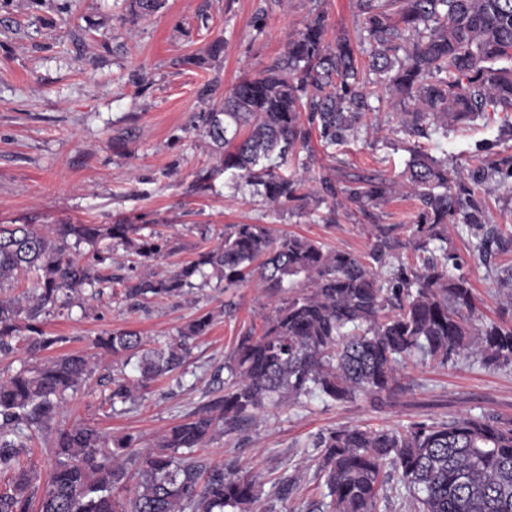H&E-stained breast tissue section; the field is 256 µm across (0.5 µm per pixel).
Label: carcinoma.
<instances>
[{"label": "carcinoma", "instance_id": "1", "mask_svg": "<svg viewBox=\"0 0 512 512\" xmlns=\"http://www.w3.org/2000/svg\"><path fill=\"white\" fill-rule=\"evenodd\" d=\"M360 40L343 32L326 41L327 16L317 13L288 43L277 61L244 76L224 106L200 116L219 167L254 187L274 206L300 210L338 195L361 214L400 190L419 203L409 244L415 264H394L403 246L398 224L373 225L366 256L332 250L294 234L277 235L264 224H226L221 241L164 274L137 268L173 252L162 232L143 234L138 224H0V288L27 273L38 287L0 298V352L13 343L28 354L65 342L41 326L48 306H66L85 288L114 284L138 305L180 298L194 281L215 277L224 287L253 281L269 298L290 288L260 332L247 330L224 362V395L169 427L153 449L138 450L127 434L109 439L76 423L54 437L53 463L44 486L21 457L23 428L52 430L67 391L90 373L89 358L64 354L0 378V512H251L258 500L256 476L234 464L208 470L180 448H198L212 435L234 431L257 411L302 397L332 403L380 399L403 389L400 366L412 357L441 365L476 355L489 367L512 366V267L500 279L508 317L473 322L474 296L462 260L448 242V225L486 223L475 187L488 177L512 192V156L495 158L494 144L478 148L471 183L449 182L448 164L422 149L411 150L404 178L348 176L338 187L316 179L309 163L293 177L277 168L306 148L312 134L328 148L355 137L372 111L371 99L399 107L400 129L409 136L468 125L490 112L503 113L512 131V0H356ZM164 0H131L136 17H149ZM88 243L83 260L73 245ZM121 245L128 266L113 274L112 251ZM503 247L493 230L475 245L479 254ZM213 316H196L164 345L148 347L135 330L97 338L114 357L138 358V374L110 380V406L130 400L158 377L179 368L190 342L205 335ZM317 469L332 512H376L384 471L412 494L414 512H512V418L484 411L448 423L414 422L406 428L340 426L320 433Z\"/></svg>", "mask_w": 512, "mask_h": 512}]
</instances>
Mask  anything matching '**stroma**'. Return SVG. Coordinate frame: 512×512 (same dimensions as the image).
Returning <instances> with one entry per match:
<instances>
[{
	"label": "stroma",
	"mask_w": 512,
	"mask_h": 512,
	"mask_svg": "<svg viewBox=\"0 0 512 512\" xmlns=\"http://www.w3.org/2000/svg\"><path fill=\"white\" fill-rule=\"evenodd\" d=\"M262 9L267 16L258 30L253 19ZM320 11L328 15L327 40L341 30L357 35L353 0H167L145 20L131 15L129 0H72L66 16L54 0H10L0 10V224H145L176 248L153 263L156 273L195 258L228 224H265L356 255L369 250L373 224H413L418 204L407 195H393L370 219L355 210L333 213L324 204L296 211L268 206L252 187L215 169L198 114L218 109L240 76L269 66ZM219 37V58L201 67L178 65V58L204 54ZM207 84L213 93L200 96ZM501 119L491 113L447 138L416 139L401 132L396 109L385 102L355 141L333 149L313 143L311 169L335 179L377 172L396 178L418 145L447 159L449 180H460L476 163L477 145L497 138ZM208 169L209 190L196 192L198 173ZM478 191L488 222L511 236L512 192L491 178ZM205 226L210 232L204 236ZM479 235L477 227L453 224L448 239L464 261L475 318L484 324L502 315L500 278L512 265V251L480 256L473 250ZM269 310L253 285L226 290L214 282L140 306L108 289L97 298L82 293L65 308H47L44 328L62 337L59 353L95 359L86 380L69 393L56 427L84 422L111 436H139L142 449H149L185 414L223 395L226 356ZM207 312L214 325L193 343L184 365L111 410L105 377L121 369L135 373L136 366L96 355L93 340L128 329L162 343ZM403 384L375 402L303 398L259 412L243 430L217 433L188 454L209 467L235 461L260 472L252 512H326V487L315 463L319 451L312 446L319 433L346 425L446 423L484 411L512 417V368H489L473 355L445 367L413 360ZM284 481L292 490L282 499L277 488Z\"/></svg>",
	"instance_id": "stroma-1"
}]
</instances>
